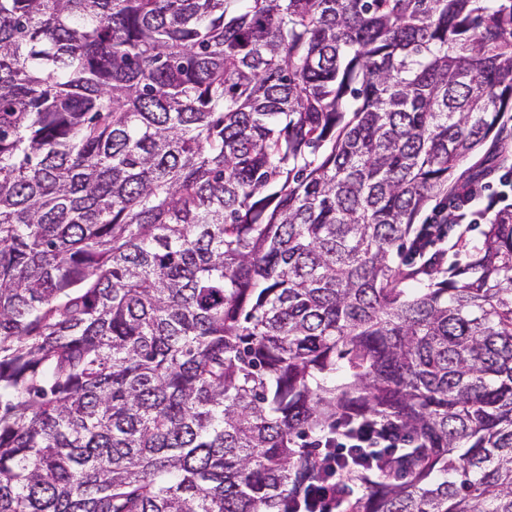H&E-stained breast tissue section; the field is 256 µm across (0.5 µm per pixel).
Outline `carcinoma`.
<instances>
[{"label": "carcinoma", "instance_id": "obj_1", "mask_svg": "<svg viewBox=\"0 0 512 512\" xmlns=\"http://www.w3.org/2000/svg\"><path fill=\"white\" fill-rule=\"evenodd\" d=\"M512 0H0V512H512ZM485 190L484 188L481 191V194L477 197L472 198L469 201H466L462 203L455 211L454 218H456L457 222L454 224H463L461 227H455V231L453 232L450 239L455 238L459 233L464 232L468 236V238L479 241L481 239L480 230L482 227H469L465 230V227L467 224H470L468 221V213L471 210V208L478 202H483L484 199L490 195L485 196ZM328 444L335 448H391L386 454L393 459L401 455L404 448L412 447L393 420L336 424L325 436V445ZM327 466H329L330 471L332 472V475L330 477V480H332L331 483L316 487L312 491L306 490L305 494L306 496H309L313 499L314 504L316 508L309 510L314 512H339V510L336 509V497L334 494V488L338 483H341V480L338 479L336 482V464L332 463V461H327Z\"/></svg>", "mask_w": 512, "mask_h": 512}]
</instances>
